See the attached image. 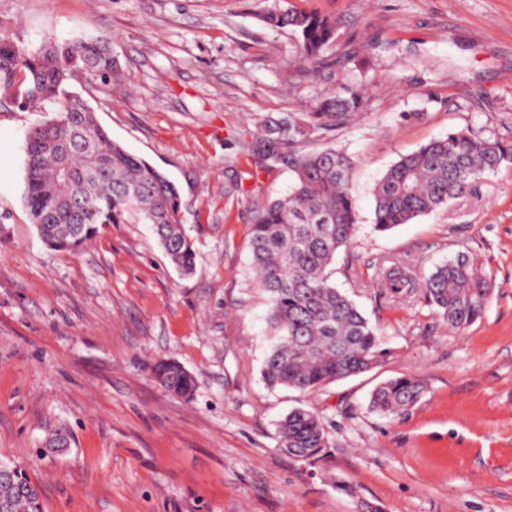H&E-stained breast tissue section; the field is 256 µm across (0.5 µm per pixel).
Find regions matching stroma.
<instances>
[{
  "mask_svg": "<svg viewBox=\"0 0 512 512\" xmlns=\"http://www.w3.org/2000/svg\"><path fill=\"white\" fill-rule=\"evenodd\" d=\"M290 3L336 17L323 62H299L293 32L260 25L253 0H0V36L22 47L111 37L110 78L69 89L176 183L196 254L181 276L142 223L47 249L23 199V144L43 115L0 104V457L25 468L44 512H512V168L390 233L371 228V188L400 155L466 126L512 141V0ZM341 53L370 65L336 66ZM345 83L366 91L336 139L356 159L358 232L332 279L379 327L383 358L310 392L271 390L249 232L291 175L250 177L238 134ZM460 252L492 284L467 328L380 282L386 260L420 278ZM168 360L193 375L190 397L155 379ZM401 375L424 380L422 398L371 412L375 386ZM296 407L325 426L310 461L280 447L276 424ZM60 430L70 448L47 451Z\"/></svg>",
  "mask_w": 512,
  "mask_h": 512,
  "instance_id": "stroma-1",
  "label": "stroma"
}]
</instances>
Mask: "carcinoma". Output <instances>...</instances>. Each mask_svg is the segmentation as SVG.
Returning a JSON list of instances; mask_svg holds the SVG:
<instances>
[{"label":"carcinoma","instance_id":"1","mask_svg":"<svg viewBox=\"0 0 512 512\" xmlns=\"http://www.w3.org/2000/svg\"><path fill=\"white\" fill-rule=\"evenodd\" d=\"M262 2L256 19L267 28H289L300 61H321L336 41V19L298 12L289 0ZM78 70L92 79L110 76V39L59 43L47 35L38 48L26 49L0 37V95L22 110L48 114L24 142L25 202L38 237L50 250L71 252L105 224L142 222L153 226L174 267L191 274L195 252L182 230L176 185L112 140L84 99L64 100ZM363 107L362 89L345 86L315 111L270 120L259 137L243 141L264 167L283 164L293 175L286 196L256 209L250 232L251 265L272 329L261 374L272 389L311 391L368 372L382 358L379 329L331 280L336 255L357 231L355 159L335 144L313 146L346 127ZM503 167H512V144L468 127L450 131L400 156L373 185L372 229L389 232L446 207L471 193L478 176ZM383 279L395 293L422 288L427 302L457 329L481 316L491 291L465 253L435 266L420 284L393 261L383 268ZM154 376L181 397L195 386L193 375L176 361L155 365ZM425 390L418 376L390 378L372 391L369 406L397 416ZM278 433L281 446L303 461L325 447L323 420L312 410H291L278 422ZM0 512H43L25 470L0 473Z\"/></svg>","mask_w":512,"mask_h":512}]
</instances>
